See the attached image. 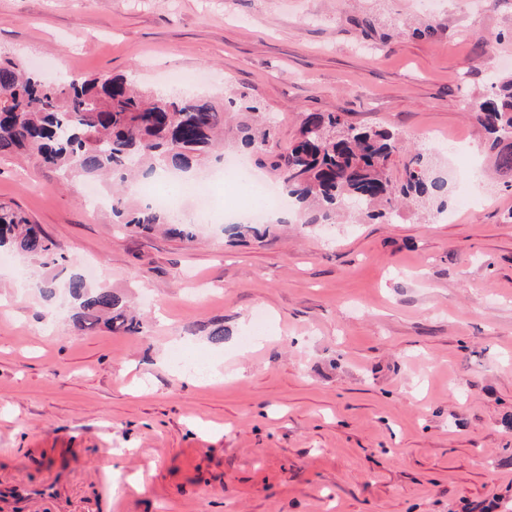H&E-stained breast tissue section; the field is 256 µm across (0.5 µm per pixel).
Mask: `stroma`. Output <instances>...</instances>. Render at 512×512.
<instances>
[{
  "label": "stroma",
  "instance_id": "obj_1",
  "mask_svg": "<svg viewBox=\"0 0 512 512\" xmlns=\"http://www.w3.org/2000/svg\"><path fill=\"white\" fill-rule=\"evenodd\" d=\"M0 57L153 92L201 72L186 93L247 94L284 147L306 112L410 152L466 136L456 159L491 190L449 191L441 214L298 210L258 238L186 240L1 156L0 203L64 260L0 266V486L65 471L49 512H512V186L469 112L490 74L512 76V0H0ZM199 190L231 221L255 204ZM88 266L141 333L76 327L62 284ZM179 351L215 379L187 384Z\"/></svg>",
  "mask_w": 512,
  "mask_h": 512
}]
</instances>
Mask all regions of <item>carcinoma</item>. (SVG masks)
Listing matches in <instances>:
<instances>
[{"mask_svg": "<svg viewBox=\"0 0 512 512\" xmlns=\"http://www.w3.org/2000/svg\"><path fill=\"white\" fill-rule=\"evenodd\" d=\"M237 111L242 120L231 143L252 149L269 164L288 195L311 213L310 223L330 224L336 209L346 205L362 210L391 203L387 163L402 150L392 133L308 112L298 137L281 152L271 123L257 120L256 102L242 93ZM472 111L491 138L496 169L512 177V145L499 148L505 133H512V79L491 83L490 94ZM219 145H226L224 108L209 100L141 92L122 78L72 75L51 85L19 61H0V155L28 151L67 177L112 176L120 186L112 214L134 230L168 224L171 234L194 238L193 225L176 223L157 205L133 203L125 192L131 181L148 179L158 169L187 171ZM405 170L402 192L442 210L448 182L439 174L436 154H412ZM0 251L46 264L63 259L40 227L5 204H0ZM66 288L78 302L75 321L81 328L103 321L114 331L139 332L140 323L127 315L123 298L112 290L93 287L79 274L69 277Z\"/></svg>", "mask_w": 512, "mask_h": 512, "instance_id": "carcinoma-1", "label": "carcinoma"}]
</instances>
